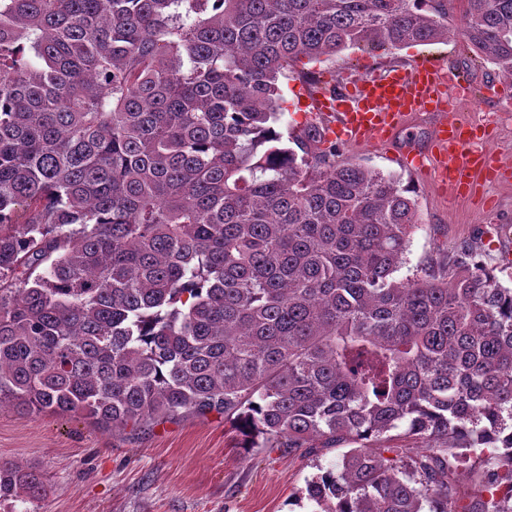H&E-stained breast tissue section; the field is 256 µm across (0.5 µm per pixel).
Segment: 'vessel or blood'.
Instances as JSON below:
<instances>
[{"mask_svg": "<svg viewBox=\"0 0 512 512\" xmlns=\"http://www.w3.org/2000/svg\"><path fill=\"white\" fill-rule=\"evenodd\" d=\"M470 93L469 85L452 69L423 64L384 79L354 78L339 93L320 100V109L339 114L337 126L329 128L324 138L381 146L411 113H441L433 136L438 150L434 165H427L426 155L417 151L406 153V163L417 169L432 168L445 189L466 193L476 188L478 180L488 181L501 173L484 147L483 136L456 112L458 100Z\"/></svg>", "mask_w": 512, "mask_h": 512, "instance_id": "vessel-or-blood-1", "label": "vessel or blood"}]
</instances>
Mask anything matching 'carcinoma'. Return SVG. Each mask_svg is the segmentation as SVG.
<instances>
[{
    "label": "carcinoma",
    "mask_w": 512,
    "mask_h": 512,
    "mask_svg": "<svg viewBox=\"0 0 512 512\" xmlns=\"http://www.w3.org/2000/svg\"><path fill=\"white\" fill-rule=\"evenodd\" d=\"M458 2L0 0V408L215 411L342 449L313 512H512L481 495L512 486V287L469 244L396 280L410 187L279 125L288 67L346 48L458 30L512 79V0ZM46 486L0 461V503Z\"/></svg>",
    "instance_id": "1"
}]
</instances>
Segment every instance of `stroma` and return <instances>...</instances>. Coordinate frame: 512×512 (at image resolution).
Returning <instances> with one entry per match:
<instances>
[{
  "mask_svg": "<svg viewBox=\"0 0 512 512\" xmlns=\"http://www.w3.org/2000/svg\"><path fill=\"white\" fill-rule=\"evenodd\" d=\"M454 68L474 99L460 107L468 120L493 116L487 148L498 166L512 169V83L476 59L462 36L391 52L348 48L320 61H301L283 83L282 127L298 132L307 121L334 124L313 109L312 83L321 72L357 70L383 76L416 62ZM437 115L418 112L382 147L342 146L343 157L408 184L418 204L401 276L442 262L472 244L500 281L512 286V181L487 182L466 198L448 195L432 175L407 170L400 157L411 146L428 152ZM339 449L307 454L284 448H240L222 415L186 412L141 426L97 424L81 415L0 410V460L46 474L37 512H310L306 483L336 465Z\"/></svg>",
  "mask_w": 512,
  "mask_h": 512,
  "instance_id": "obj_1",
  "label": "stroma"
}]
</instances>
